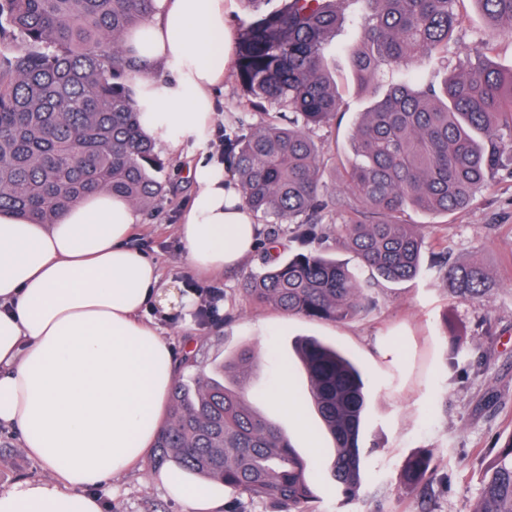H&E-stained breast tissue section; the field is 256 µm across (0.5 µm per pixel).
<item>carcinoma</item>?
<instances>
[{"instance_id": "obj_1", "label": "carcinoma", "mask_w": 512, "mask_h": 512, "mask_svg": "<svg viewBox=\"0 0 512 512\" xmlns=\"http://www.w3.org/2000/svg\"><path fill=\"white\" fill-rule=\"evenodd\" d=\"M252 19L235 46L237 78L260 120L238 121L224 137L227 168L249 210L275 224H294L300 236H328L312 223L328 204L324 152L310 131L339 111L336 56L351 59L359 85L382 99L361 113L342 185L361 207L334 227L336 244L359 267L325 248L286 260L268 256L243 293L257 305L288 315L343 323L366 314L372 293L387 283L430 277L451 296L476 304L490 275L477 265L423 263L420 225L409 208L448 215L466 208L503 174L512 177V68L486 57L483 37L472 40L440 84L421 85L408 67L448 59L459 20L457 0H240ZM492 33L512 38V0H474ZM153 0H0V212L48 223L80 198L109 190L149 209L168 190L167 162L139 121L132 80L136 60L123 37L140 27ZM345 27L359 43H339ZM296 356L308 384L305 399L334 443L327 468L346 502L359 497L366 476V373L345 350L313 337ZM169 395L167 420L153 449L155 466L252 498L277 512H311L307 460L289 436L255 409L249 380L255 354L241 349L210 372L185 356ZM438 460L419 451L405 463L401 484L432 477ZM470 512H512V434L480 476Z\"/></svg>"}]
</instances>
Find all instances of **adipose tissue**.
<instances>
[{"label":"adipose tissue","mask_w":512,"mask_h":512,"mask_svg":"<svg viewBox=\"0 0 512 512\" xmlns=\"http://www.w3.org/2000/svg\"><path fill=\"white\" fill-rule=\"evenodd\" d=\"M234 32L224 0H154L126 42L149 99L143 128L160 146L212 125ZM195 185L177 226L195 269L233 267L254 250L260 226L218 158L189 170ZM138 210L109 191L73 203L53 222L0 213V428L17 431L47 481L0 487V512H101L100 494L152 450L177 365L151 306L185 313L192 292L164 287L157 263L128 241ZM157 481L185 512H222L224 498Z\"/></svg>","instance_id":"adipose-tissue-1"}]
</instances>
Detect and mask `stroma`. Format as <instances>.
<instances>
[{"instance_id":"stroma-1","label":"stroma","mask_w":512,"mask_h":512,"mask_svg":"<svg viewBox=\"0 0 512 512\" xmlns=\"http://www.w3.org/2000/svg\"><path fill=\"white\" fill-rule=\"evenodd\" d=\"M336 82L341 109L330 126L314 133L316 140L328 145L332 167L350 157L360 115L377 99L353 81L347 56L336 59ZM214 99L210 130L184 139L178 151L161 150V157L175 170L178 186L152 211L141 212L131 240L133 247L159 262L165 281L196 289L191 315L149 312L173 356H181L186 344H193L197 365L206 368L225 353L251 349L259 359L249 390L253 405L281 425L315 472L325 470L330 442L321 440L319 451L310 453L293 415L272 402L267 390L287 382L289 391L299 397L298 413L315 424L312 408L301 399L307 381L294 356V341L314 336L349 349L370 379L368 437L376 447L367 458L359 498L343 503L319 483L313 512H470L482 470L512 431V179L493 182L472 205L455 214H406L408 223L421 227L425 258H432L436 240L443 236L456 263L477 264L490 273L493 282L482 303L450 298L441 282L422 278L386 284L377 309L351 322L290 316L252 304L241 291L246 276L262 272L264 247H256L237 267L213 275L197 273L184 258L175 227L193 192L188 169L201 156L223 155L225 133L237 118L252 116L235 71H228ZM204 307L209 310L205 316L200 313ZM452 333L468 339L456 355L448 340ZM484 361L490 364L486 373L479 370ZM420 448L433 449L440 468L426 489L408 492L399 485L400 470ZM154 470L148 460L113 481L105 512H184L183 505L153 481ZM49 478V472L20 448L17 432L1 428L0 486Z\"/></svg>"}]
</instances>
